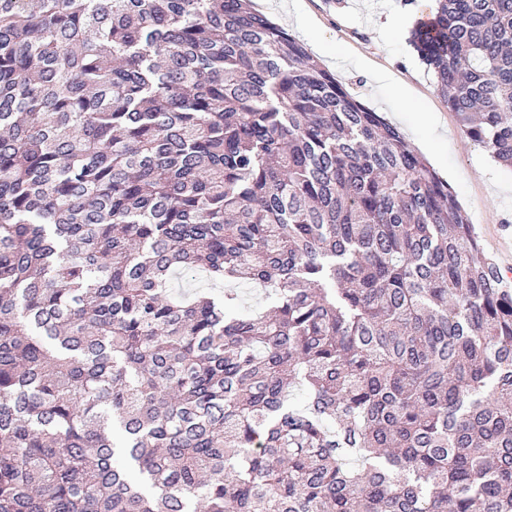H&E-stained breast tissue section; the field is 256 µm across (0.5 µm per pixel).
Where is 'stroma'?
<instances>
[{
	"label": "stroma",
	"mask_w": 512,
	"mask_h": 512,
	"mask_svg": "<svg viewBox=\"0 0 512 512\" xmlns=\"http://www.w3.org/2000/svg\"><path fill=\"white\" fill-rule=\"evenodd\" d=\"M423 0H296L273 13L353 96L397 126L448 181L486 256L512 265V169H486L488 155L463 134L407 41L429 15Z\"/></svg>",
	"instance_id": "obj_1"
}]
</instances>
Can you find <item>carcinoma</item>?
Listing matches in <instances>:
<instances>
[{"instance_id":"obj_1","label":"carcinoma","mask_w":512,"mask_h":512,"mask_svg":"<svg viewBox=\"0 0 512 512\" xmlns=\"http://www.w3.org/2000/svg\"><path fill=\"white\" fill-rule=\"evenodd\" d=\"M434 2L511 167L512 0ZM0 512H512V277L249 0H0ZM195 278H184L178 274H174L169 282V288L174 292L193 293L195 291H205L212 294H219L223 288H213L211 283L202 274Z\"/></svg>"}]
</instances>
